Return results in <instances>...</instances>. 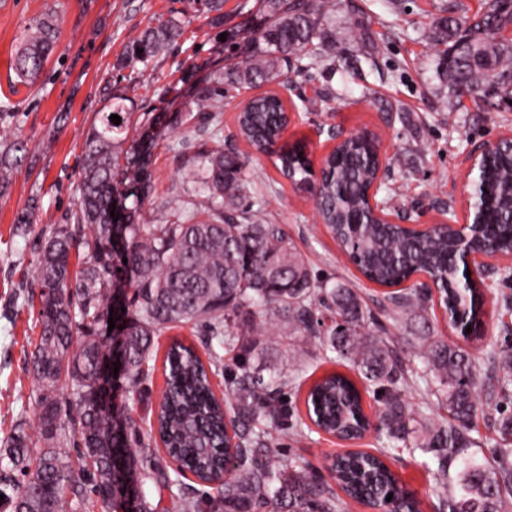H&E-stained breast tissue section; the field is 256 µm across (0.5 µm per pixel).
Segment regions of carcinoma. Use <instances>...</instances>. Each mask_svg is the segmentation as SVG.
I'll list each match as a JSON object with an SVG mask.
<instances>
[{"instance_id": "cac0c4a2", "label": "carcinoma", "mask_w": 512, "mask_h": 512, "mask_svg": "<svg viewBox=\"0 0 512 512\" xmlns=\"http://www.w3.org/2000/svg\"><path fill=\"white\" fill-rule=\"evenodd\" d=\"M274 16L270 27L249 35L254 45L244 64L227 73L216 70L194 88L197 111L224 103V81L256 86L281 76L293 64L307 71L323 64L327 52L318 42L328 18V0H264ZM181 13L143 29L130 42L127 62L148 66L163 48L183 34ZM512 28V0H484L472 20L442 17L435 23L436 42H451L437 52V77L453 93L473 89L496 91L499 79L512 77V40H498L493 29ZM58 38L56 20L47 14L33 22L15 54L19 78L35 82ZM129 97L113 93L95 113L83 148L79 171L80 198L72 223L58 224L42 236L30 263L29 288L38 289L41 333L30 358L33 389L28 397L37 417V432L19 423L0 447V495L11 512H81L91 498L101 512H342L328 483L285 462L281 448L266 433L254 430L263 420L288 429L289 410L282 400L288 387L300 386L297 373L270 363L267 374L250 362L268 358L269 338L285 330L315 343L323 353L348 357L364 385L384 393L381 433L389 440L415 435L416 448L430 454L445 479L448 512H508L512 501V448L499 449L497 465L465 456L475 445L467 421L483 407L470 354L441 337H422L418 373L403 361L393 340L377 335L365 304L344 286L327 288L312 277L279 224H263L254 207L263 195L247 199L244 165L234 149H224L221 129L212 132L213 146L200 152L190 179L204 200L172 209L159 221L147 209L153 195L147 173L146 142L150 128L132 123ZM287 110L275 95L262 94L238 113L239 135L257 152H272L274 164L287 178L308 183L306 146L284 143L270 150L287 122ZM121 117L115 124L110 116ZM137 137H129V130ZM19 139L0 151V189L26 150ZM326 166L329 178L315 207L321 223L367 279L400 282L415 272L428 274L440 292L448 324L465 340L466 327L482 316L479 290L460 285L448 265L457 231L410 234L394 224H363L354 247L345 242L353 229L351 212L366 211V189L376 171L373 148L358 141L338 146ZM485 180L490 203L499 211L500 248L512 250V153L493 151ZM132 206H127V201ZM118 206L122 217L110 216ZM119 240L117 248L112 241ZM82 262L71 269L72 251ZM127 262H122V259ZM132 291L112 335L103 332L114 292ZM429 301L417 292L391 300L390 313L429 320ZM204 326L206 344H235L241 356L222 363L209 350L203 361L191 345L169 344L164 360V386L152 411L149 429L107 398L110 379L102 371L120 353L121 372L134 387L152 377L155 342L178 323ZM505 391L512 385V350L490 356ZM224 371V400L214 392L211 375ZM430 375L448 405L450 422L428 421L415 434V418L402 399V388L420 375ZM364 397L342 373L313 382L305 403L322 431L343 436L365 417ZM243 446L235 473L225 477L224 425ZM163 444L176 468L162 463L155 441ZM77 448L71 455L66 448ZM461 460L456 477L448 465ZM329 472L345 495L369 508L421 512L417 496L406 489L380 457L349 453L334 458ZM191 474L207 492L184 483ZM153 487L152 501L145 487ZM392 499H387V496ZM169 504H162V497Z\"/></svg>"}]
</instances>
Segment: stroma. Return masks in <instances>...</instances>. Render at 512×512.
<instances>
[{
  "label": "stroma",
  "instance_id": "1",
  "mask_svg": "<svg viewBox=\"0 0 512 512\" xmlns=\"http://www.w3.org/2000/svg\"><path fill=\"white\" fill-rule=\"evenodd\" d=\"M334 7L321 32L330 50L324 66L300 72L283 69L292 98H317L316 107L293 116L286 140H306L313 161L329 149L326 127L355 132L366 128L379 134L389 157L380 198L392 209L420 213L425 224L437 222L440 209L464 212L472 184L465 177L466 156L481 144L493 143L512 130V107L498 99L455 96L436 75V47L431 22L437 17H470L480 0H333ZM186 14L188 25L177 43L156 55L149 65L122 66L129 39L145 27L168 17L170 10ZM58 23L54 53L38 82H20L13 57L24 29L43 14ZM261 0H226L224 22L211 24L192 0H0V141H27V152L10 186L0 195V438L18 422L36 424L28 404L32 381L27 374L30 353L38 341L39 304L29 301L25 277L40 236L65 223L79 196V169L86 131L106 96L120 89L133 101L137 118L152 119L157 139L148 171L154 187L151 207L165 216L171 200L187 199L185 179L197 164L198 151L211 137L213 119H220L225 144L234 146L245 165L249 193L265 194L259 214L268 224L281 225L293 240L313 276L327 286L353 288L385 335L395 337L397 350L414 357L420 336L432 334L462 341L469 352L485 406L470 420L473 450L479 462L493 463L499 449L512 448V435L501 427L512 416V392L501 393L488 353L512 349V280L501 273L487 279L484 328L469 340L443 318L424 328L419 320L388 315L386 290L367 281L343 254L325 225L316 221L309 193L289 182L267 156L256 153L237 135V115L257 88L225 84L224 104L217 113L190 108L191 90L218 68L232 70L249 56L250 31L267 26ZM30 212L26 232L16 230L18 216ZM203 332L180 324L159 337L151 382L137 387L120 383L112 400L131 409L133 417L147 416L163 389L161 366L166 348L180 339L198 345ZM280 358L295 354L313 377L338 371L358 372L350 359L322 361L304 352L299 335L273 337ZM286 459L325 473L327 461L346 450L344 442L311 430L280 438ZM366 451L386 450L388 462L402 485L414 492L422 512H443V486L436 468L414 446L413 439L387 441L370 434L357 443Z\"/></svg>",
  "mask_w": 512,
  "mask_h": 512
}]
</instances>
